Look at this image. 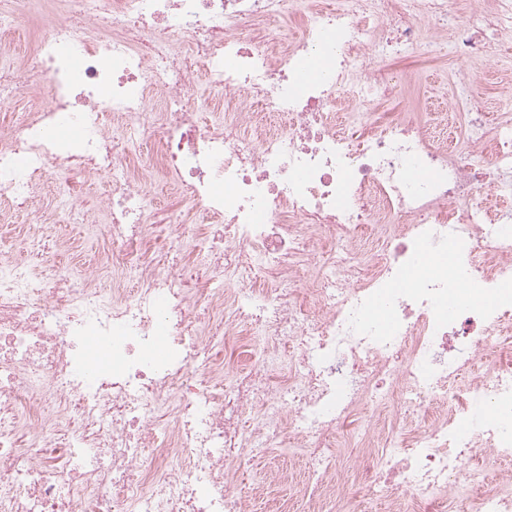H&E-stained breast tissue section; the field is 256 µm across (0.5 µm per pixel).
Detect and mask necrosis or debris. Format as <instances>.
I'll return each instance as SVG.
<instances>
[{
  "mask_svg": "<svg viewBox=\"0 0 512 512\" xmlns=\"http://www.w3.org/2000/svg\"><path fill=\"white\" fill-rule=\"evenodd\" d=\"M487 3L54 0L20 69L4 34L39 3L0 0V108L31 107L0 135V208L74 223L92 176L111 246L105 288L0 252V512H243L235 466L286 443L297 512H512L466 465L512 458V114L467 71L512 0ZM443 54L447 125L384 111L390 63ZM163 170L193 207L160 223L138 183ZM192 221L214 230L189 278ZM433 250L451 270L409 279ZM246 335L264 358L225 367Z\"/></svg>",
  "mask_w": 512,
  "mask_h": 512,
  "instance_id": "1",
  "label": "necrosis or debris"
}]
</instances>
